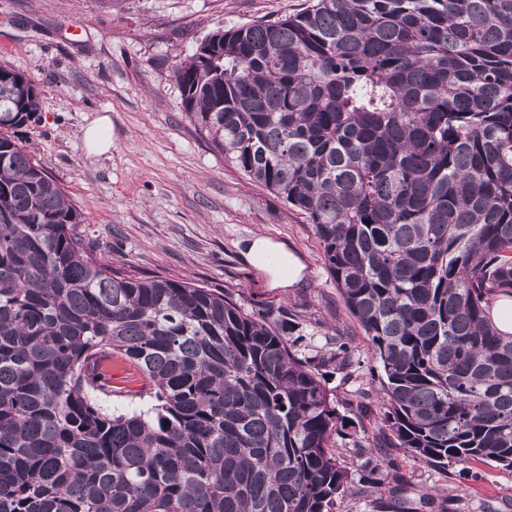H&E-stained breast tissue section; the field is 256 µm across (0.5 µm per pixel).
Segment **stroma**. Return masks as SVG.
<instances>
[{"instance_id": "obj_1", "label": "stroma", "mask_w": 512, "mask_h": 512, "mask_svg": "<svg viewBox=\"0 0 512 512\" xmlns=\"http://www.w3.org/2000/svg\"><path fill=\"white\" fill-rule=\"evenodd\" d=\"M308 0H0V65L41 92L36 123L19 139L57 177L80 209L86 240L132 276L155 273L221 288L245 310L284 309L306 320L312 346L348 331L362 360L326 386L365 447L395 467L398 485L419 499L453 497L455 512H486L512 501V469L486 463L445 468L414 461L381 421L368 340L346 308L312 225L224 158L189 122L172 77L208 34L305 8ZM108 117L111 149L89 154L86 128ZM265 236L305 267L285 290L268 287L248 260L247 240ZM112 413L150 406L141 382L113 362Z\"/></svg>"}]
</instances>
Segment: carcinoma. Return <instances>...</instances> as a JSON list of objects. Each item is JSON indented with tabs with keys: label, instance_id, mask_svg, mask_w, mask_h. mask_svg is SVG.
<instances>
[{
	"label": "carcinoma",
	"instance_id": "carcinoma-1",
	"mask_svg": "<svg viewBox=\"0 0 512 512\" xmlns=\"http://www.w3.org/2000/svg\"><path fill=\"white\" fill-rule=\"evenodd\" d=\"M173 76L224 157L313 225L379 370L382 421L417 462L512 468V0H312L209 34ZM40 93L0 65V512H453L390 465L302 360L304 319L219 288L131 277L15 133ZM155 416L112 415L104 362ZM360 460L351 471L342 452ZM491 317L498 328L512 333V296L500 294L493 301Z\"/></svg>",
	"mask_w": 512,
	"mask_h": 512
}]
</instances>
